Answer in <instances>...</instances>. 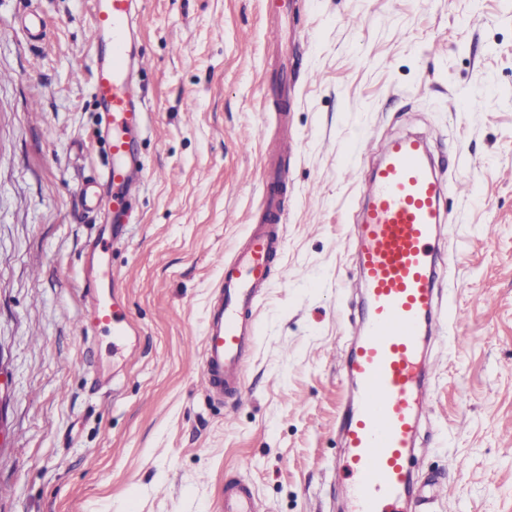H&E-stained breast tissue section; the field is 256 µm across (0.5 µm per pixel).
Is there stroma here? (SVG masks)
<instances>
[{
	"mask_svg": "<svg viewBox=\"0 0 512 512\" xmlns=\"http://www.w3.org/2000/svg\"><path fill=\"white\" fill-rule=\"evenodd\" d=\"M293 2L284 96L267 0L137 4L146 178L112 275L142 336L106 390L79 330L100 218L77 188L110 162L92 0H0V512H221L230 478L260 512H347L350 234L359 182L407 134L457 188L442 203L455 286L428 350L431 452L415 476L435 496L415 512H512V0ZM34 14L45 41L21 29ZM284 136L285 243L228 421L201 388L217 258L262 221L267 145Z\"/></svg>",
	"mask_w": 512,
	"mask_h": 512,
	"instance_id": "35a3bbf8",
	"label": "stroma"
}]
</instances>
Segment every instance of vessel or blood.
<instances>
[{
    "instance_id": "b4317fda",
    "label": "vessel or blood",
    "mask_w": 512,
    "mask_h": 512,
    "mask_svg": "<svg viewBox=\"0 0 512 512\" xmlns=\"http://www.w3.org/2000/svg\"><path fill=\"white\" fill-rule=\"evenodd\" d=\"M136 0H93L92 44L99 50L93 93L111 152L109 167L80 186L89 209L106 210L111 224L89 244L83 270L81 331L110 337V357L92 369L97 385L112 383V363L128 359L136 333L123 296L112 284V246L132 217L131 192L145 176L134 136L145 119L132 89L133 71H145V55H132ZM452 192L432 169L427 141L418 135L389 140L361 188L364 204L356 226L359 278L366 299L361 333L342 359L357 402L341 424L345 463L339 468L349 512H406L412 466L419 458V416L429 403L426 346L440 317L439 287L452 278V259L439 248L444 230L441 202ZM283 212L267 211L235 253L222 260L223 275L202 344L207 396L235 404L245 391L247 358L256 345L255 306L283 247ZM223 512H259L249 484L227 481Z\"/></svg>"
}]
</instances>
